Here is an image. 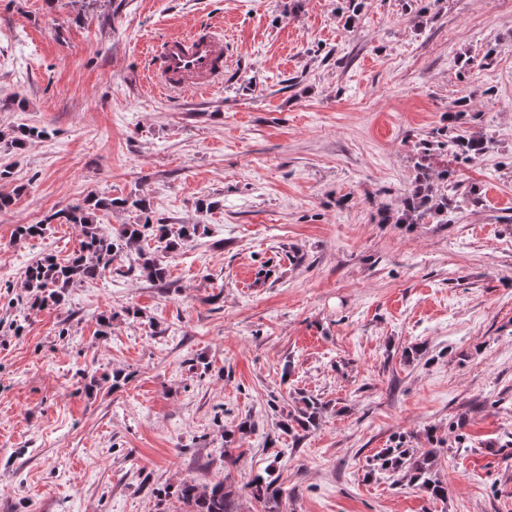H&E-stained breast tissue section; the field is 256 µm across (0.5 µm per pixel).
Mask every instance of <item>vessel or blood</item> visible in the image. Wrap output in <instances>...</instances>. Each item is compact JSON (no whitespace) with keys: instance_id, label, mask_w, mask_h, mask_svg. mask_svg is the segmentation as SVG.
<instances>
[{"instance_id":"1","label":"vessel or blood","mask_w":512,"mask_h":512,"mask_svg":"<svg viewBox=\"0 0 512 512\" xmlns=\"http://www.w3.org/2000/svg\"><path fill=\"white\" fill-rule=\"evenodd\" d=\"M152 80L166 93L212 89L224 71V39L212 31L190 32L155 40Z\"/></svg>"}]
</instances>
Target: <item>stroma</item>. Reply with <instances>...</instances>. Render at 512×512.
Instances as JSON below:
<instances>
[{
  "label": "stroma",
  "mask_w": 512,
  "mask_h": 512,
  "mask_svg": "<svg viewBox=\"0 0 512 512\" xmlns=\"http://www.w3.org/2000/svg\"><path fill=\"white\" fill-rule=\"evenodd\" d=\"M341 5L0 0V99L26 101L0 132H43L0 144V512H183L182 479L226 476L241 512H512V0ZM199 25L222 83L153 90L149 43ZM461 98L492 147L436 159L454 223H379ZM93 194L146 204L105 230L199 232L156 249L164 283L117 261L30 309L27 266L81 240L48 216ZM309 394L318 427L284 434ZM399 441L437 449L446 498L369 475ZM270 477V474H268L267 478H264L261 475H255L248 481L246 487H250L253 491L254 497L259 500L265 499L268 501L272 500L274 502H278L280 490L275 485L276 479H270Z\"/></svg>",
  "instance_id": "1"
}]
</instances>
